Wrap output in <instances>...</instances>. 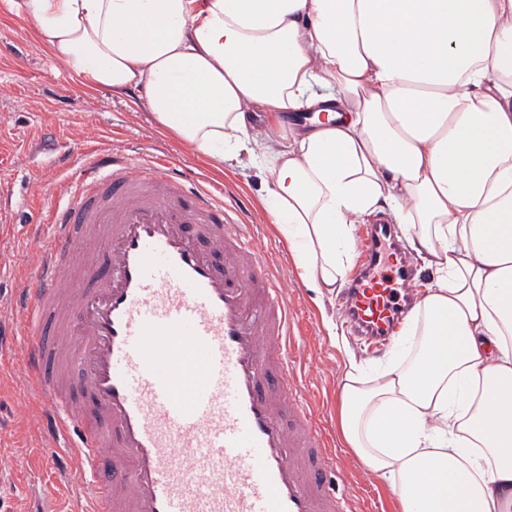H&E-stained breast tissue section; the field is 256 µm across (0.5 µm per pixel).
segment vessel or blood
<instances>
[{"label": "vessel or blood", "mask_w": 512, "mask_h": 512, "mask_svg": "<svg viewBox=\"0 0 512 512\" xmlns=\"http://www.w3.org/2000/svg\"><path fill=\"white\" fill-rule=\"evenodd\" d=\"M18 288L35 427L68 447L82 512H348L336 450L302 392L282 279L224 188L171 161L87 152ZM390 225L366 226L348 325L394 333L382 267Z\"/></svg>", "instance_id": "b4317fda"}]
</instances>
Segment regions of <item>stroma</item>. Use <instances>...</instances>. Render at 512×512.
Returning <instances> with one entry per match:
<instances>
[{"instance_id": "1", "label": "stroma", "mask_w": 512, "mask_h": 512, "mask_svg": "<svg viewBox=\"0 0 512 512\" xmlns=\"http://www.w3.org/2000/svg\"><path fill=\"white\" fill-rule=\"evenodd\" d=\"M16 3L0 0V43L14 48L13 55L0 56V188H12L16 200L10 222L0 223V322L15 320L9 295L34 267L35 236L47 233L52 208L71 191L68 170L57 166L56 158L73 161L79 153L109 146L130 154L162 146L184 178H209L222 184L227 195L246 201L249 229L271 251L297 312L296 372L322 425L335 437L342 465L338 487L352 512H399L389 484L364 477L361 460L336 436L341 377L353 365L376 374L379 355L349 334L339 293L321 296L302 281L277 225L257 203L265 188L257 170L237 166L216 173L162 130L137 97L118 100L82 86L36 44L34 23ZM38 408L24 390L21 369L1 366L0 512H19L29 489L44 495L56 490L53 452L42 447L30 421Z\"/></svg>"}]
</instances>
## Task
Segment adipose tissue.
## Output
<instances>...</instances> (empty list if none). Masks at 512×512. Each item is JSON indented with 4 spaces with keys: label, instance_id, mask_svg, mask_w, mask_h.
Returning a JSON list of instances; mask_svg holds the SVG:
<instances>
[{
    "label": "adipose tissue",
    "instance_id": "ef3b65f1",
    "mask_svg": "<svg viewBox=\"0 0 512 512\" xmlns=\"http://www.w3.org/2000/svg\"><path fill=\"white\" fill-rule=\"evenodd\" d=\"M23 9L84 85L141 93L216 170L248 154L308 287L342 286L353 225L405 226L435 278L380 376L341 378L339 429L402 512H512V0Z\"/></svg>",
    "mask_w": 512,
    "mask_h": 512
}]
</instances>
